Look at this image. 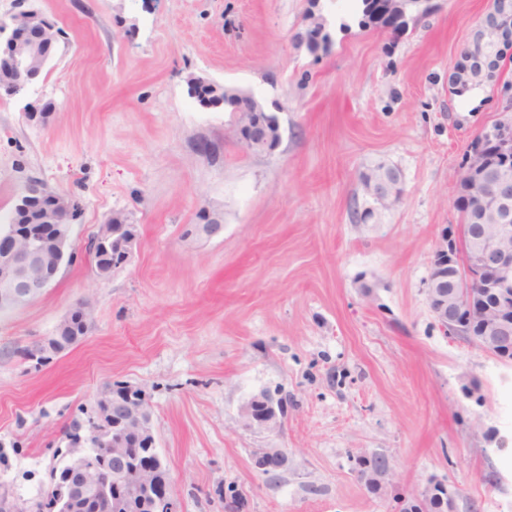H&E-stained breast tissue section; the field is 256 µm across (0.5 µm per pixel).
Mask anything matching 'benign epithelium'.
<instances>
[{
  "label": "benign epithelium",
  "instance_id": "obj_1",
  "mask_svg": "<svg viewBox=\"0 0 512 512\" xmlns=\"http://www.w3.org/2000/svg\"><path fill=\"white\" fill-rule=\"evenodd\" d=\"M17 0L16 14L0 19V91L11 92L18 78L31 81L50 63L59 33L39 12ZM409 0H379L371 10L389 24H404ZM512 30V12L492 4L482 21L480 41L497 42ZM459 92L485 79V71L471 64L456 67L452 76ZM502 107L503 119L481 135L471 151L457 185V207L472 205L471 223L453 224L445 230L434 253L428 281V302L435 319L453 335L464 336L502 361L512 360V91ZM228 101L237 112L240 141L253 154L273 148L280 141L275 116L263 111L250 96L211 93ZM368 195L378 204L396 196L391 175L368 182ZM75 203L54 191L44 180L30 178L15 196L10 243L0 249V312L22 307L37 298L56 279L63 265L72 262V214ZM136 227L112 217L91 237L94 272L105 278L110 267L127 262L136 240ZM92 322L91 304L78 302L58 324L74 337L48 336L30 349L38 362L73 346L79 330ZM287 413L286 401L268 392L251 396L240 416L248 428L274 431ZM151 405L145 391L130 383L102 388L95 398V414L87 426V441L108 449L92 456L85 448L71 449L67 463L54 474L65 489L63 506L83 502L93 512H179L172 494L170 470L158 448L152 427ZM288 451L263 448L255 456L257 469L277 476L288 468ZM365 476L375 486L391 474L390 461L379 468L366 463ZM112 471L115 482L100 479ZM135 472L138 480L120 485ZM38 504L22 500L12 485L0 478V512H37Z\"/></svg>",
  "mask_w": 512,
  "mask_h": 512
}]
</instances>
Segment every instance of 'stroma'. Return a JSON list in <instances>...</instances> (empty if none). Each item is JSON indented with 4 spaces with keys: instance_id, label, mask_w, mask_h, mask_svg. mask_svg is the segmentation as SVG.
I'll use <instances>...</instances> for the list:
<instances>
[{
    "instance_id": "35a3bbf8",
    "label": "stroma",
    "mask_w": 512,
    "mask_h": 512,
    "mask_svg": "<svg viewBox=\"0 0 512 512\" xmlns=\"http://www.w3.org/2000/svg\"><path fill=\"white\" fill-rule=\"evenodd\" d=\"M365 4L36 0L61 35L23 93L0 95V209L36 176L80 214L75 261L0 314V440L22 499L68 461L101 386L126 382L149 396L180 512H224L231 492L239 512H392L393 492L435 482L457 512H512V362L448 334L427 297L512 47L495 81L458 95L450 76L491 0H418L399 29ZM196 80L252 95L278 145L244 152L230 106L201 101ZM381 167L402 193L360 222L362 177ZM116 214L137 241L101 280L85 245ZM208 217L220 236L197 234ZM81 300L86 335L27 360ZM262 391L288 404L279 431L242 422ZM262 448L288 451L276 479L254 465ZM377 455L393 475L374 492L359 460Z\"/></svg>"
}]
</instances>
